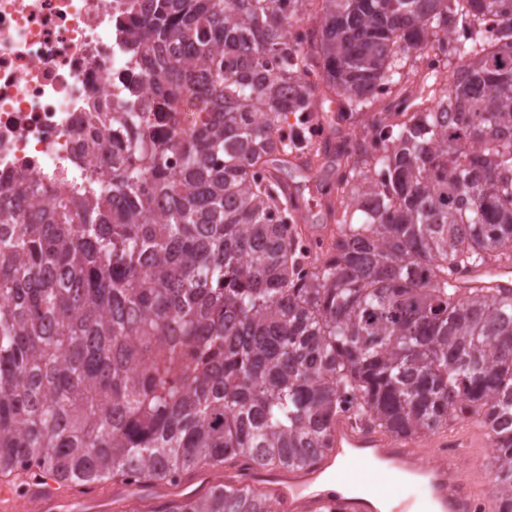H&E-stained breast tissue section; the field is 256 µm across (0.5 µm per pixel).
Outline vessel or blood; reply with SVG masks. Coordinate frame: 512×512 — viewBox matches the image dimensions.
Wrapping results in <instances>:
<instances>
[{"label":"vessel or blood","instance_id":"vessel-or-blood-1","mask_svg":"<svg viewBox=\"0 0 512 512\" xmlns=\"http://www.w3.org/2000/svg\"><path fill=\"white\" fill-rule=\"evenodd\" d=\"M333 446L301 470H255L245 484L274 490L289 512H381L385 488L413 478L435 512H472L479 494L478 458L467 442H451L447 457L422 452L415 443L371 429H357L345 418L332 427ZM336 486H325L327 477Z\"/></svg>","mask_w":512,"mask_h":512}]
</instances>
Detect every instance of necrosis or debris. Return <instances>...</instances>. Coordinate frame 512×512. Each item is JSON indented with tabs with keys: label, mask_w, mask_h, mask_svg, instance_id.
<instances>
[{
	"label": "necrosis or debris",
	"mask_w": 512,
	"mask_h": 512,
	"mask_svg": "<svg viewBox=\"0 0 512 512\" xmlns=\"http://www.w3.org/2000/svg\"><path fill=\"white\" fill-rule=\"evenodd\" d=\"M126 0H0V212L26 208L10 188L24 173L46 186L99 174L124 131L99 121L112 102L153 83L130 67Z\"/></svg>",
	"instance_id": "4bbe7bcc"
}]
</instances>
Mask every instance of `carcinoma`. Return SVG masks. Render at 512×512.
Listing matches in <instances>:
<instances>
[{
    "instance_id": "1",
    "label": "carcinoma",
    "mask_w": 512,
    "mask_h": 512,
    "mask_svg": "<svg viewBox=\"0 0 512 512\" xmlns=\"http://www.w3.org/2000/svg\"><path fill=\"white\" fill-rule=\"evenodd\" d=\"M311 2L129 0L130 63L199 119L158 140L129 95L109 179L56 205L16 179L32 203L0 218V477L177 489L310 465L346 411L399 439L473 419L512 512V288L470 277L512 268V0H322L321 29L289 39ZM431 37L460 61L451 86L426 74L438 106L313 138L312 78L352 117ZM333 152L336 228L311 257L284 172ZM278 506L221 482L149 512Z\"/></svg>"
}]
</instances>
